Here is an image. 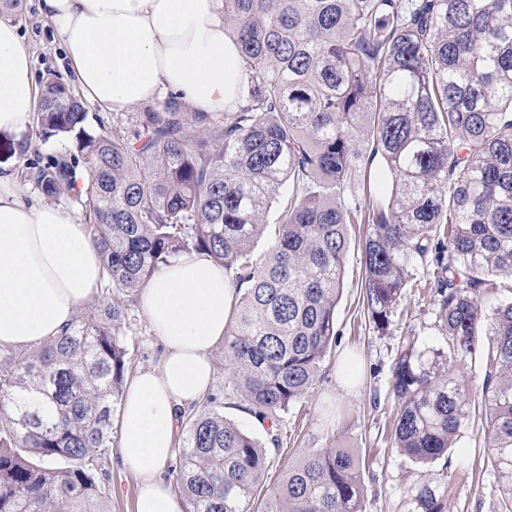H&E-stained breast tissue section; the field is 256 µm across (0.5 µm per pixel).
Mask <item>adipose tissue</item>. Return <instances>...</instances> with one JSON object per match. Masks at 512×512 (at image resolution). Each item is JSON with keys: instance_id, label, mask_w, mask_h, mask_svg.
Here are the masks:
<instances>
[{"instance_id": "obj_1", "label": "adipose tissue", "mask_w": 512, "mask_h": 512, "mask_svg": "<svg viewBox=\"0 0 512 512\" xmlns=\"http://www.w3.org/2000/svg\"><path fill=\"white\" fill-rule=\"evenodd\" d=\"M221 0H42L41 9L86 96L112 112L169 91L202 112L238 99L243 77L224 32ZM36 86L16 25L0 19V131L22 134ZM104 269L86 224L57 205L28 202L0 173V350L32 347L59 333L99 292ZM235 290L208 259L180 257L139 295L162 352L123 400L119 454L139 479L135 512H185L166 472L177 410L201 402L215 375Z\"/></svg>"}]
</instances>
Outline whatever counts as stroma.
Listing matches in <instances>:
<instances>
[{
  "label": "stroma",
  "mask_w": 512,
  "mask_h": 512,
  "mask_svg": "<svg viewBox=\"0 0 512 512\" xmlns=\"http://www.w3.org/2000/svg\"><path fill=\"white\" fill-rule=\"evenodd\" d=\"M4 17L19 28L31 56L35 80L52 74L65 83H73L65 51L42 16L39 0H24L21 10L5 12ZM363 236V225L350 227L344 287L336 306L337 335L322 362L319 381L305 398L280 416V446L272 454L266 485L271 488L280 483L288 463L298 457L301 449L351 448L366 459V512H404L407 489L420 470L401 462L391 449L390 436L398 410L390 389L391 366L398 343L409 331H416L420 340H434L433 304L424 282L425 272L416 271L387 334L374 333L362 301ZM122 331L129 350V374L156 367L161 347L138 302L128 305ZM350 361L359 377L345 388L337 374ZM487 441L484 422L478 418L457 444L448 486L453 512L498 510L499 502L490 489L493 475L476 468L477 461L487 453ZM106 457L111 473L110 512H134L136 475L122 467L117 448H108Z\"/></svg>",
  "instance_id": "35a3bbf8"
}]
</instances>
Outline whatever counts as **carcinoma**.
<instances>
[{
  "mask_svg": "<svg viewBox=\"0 0 512 512\" xmlns=\"http://www.w3.org/2000/svg\"><path fill=\"white\" fill-rule=\"evenodd\" d=\"M223 2L244 81L222 112L169 93L90 132L69 85L43 81L35 125L64 148L27 160L24 177L82 207L108 288L42 346L0 351V512H108L126 301L191 254L223 266L236 294L229 393L178 416L186 512H365L359 455L306 448L266 491L268 448L224 416L242 402L280 444L279 414L316 384L336 336L350 224L367 225L374 332L389 330L413 271L430 272L441 340L396 351L392 445L441 469L413 482L405 512H450L453 448L476 414L499 512H512V0ZM360 142L384 161L377 204L348 199Z\"/></svg>",
  "mask_w": 512,
  "mask_h": 512,
  "instance_id": "obj_1",
  "label": "carcinoma"
}]
</instances>
